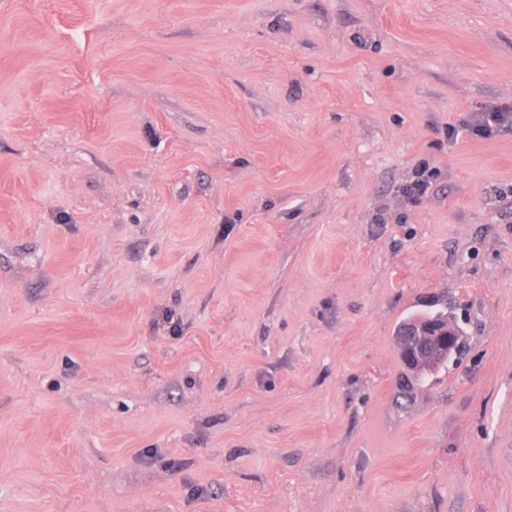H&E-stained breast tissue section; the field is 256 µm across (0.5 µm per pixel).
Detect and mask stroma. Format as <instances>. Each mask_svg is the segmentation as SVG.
<instances>
[{
	"mask_svg": "<svg viewBox=\"0 0 512 512\" xmlns=\"http://www.w3.org/2000/svg\"><path fill=\"white\" fill-rule=\"evenodd\" d=\"M493 111L512 0H0V512H512ZM434 171L424 163L415 169L412 181L406 186L405 193L413 198L425 195L431 185ZM457 337L454 324L440 314L410 319L398 332L401 361L413 373L433 368L456 350Z\"/></svg>",
	"mask_w": 512,
	"mask_h": 512,
	"instance_id": "1",
	"label": "stroma"
}]
</instances>
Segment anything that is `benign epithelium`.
Instances as JSON below:
<instances>
[{"mask_svg":"<svg viewBox=\"0 0 512 512\" xmlns=\"http://www.w3.org/2000/svg\"><path fill=\"white\" fill-rule=\"evenodd\" d=\"M400 358L413 373L433 368L456 350L457 331L447 317L435 314L405 322L398 332Z\"/></svg>","mask_w":512,"mask_h":512,"instance_id":"benign-epithelium-1","label":"benign epithelium"}]
</instances>
